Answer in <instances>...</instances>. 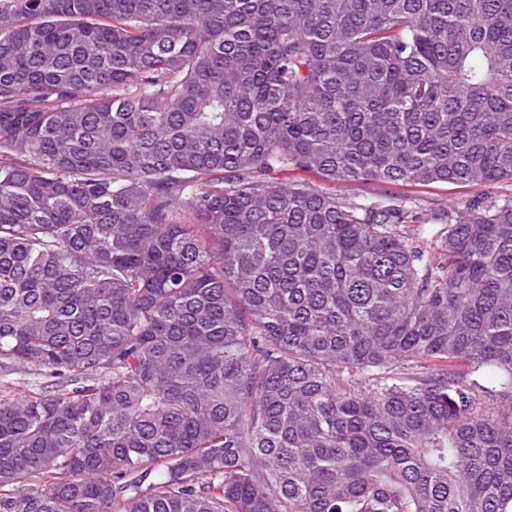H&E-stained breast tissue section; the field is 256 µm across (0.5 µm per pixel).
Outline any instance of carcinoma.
<instances>
[{
	"mask_svg": "<svg viewBox=\"0 0 512 512\" xmlns=\"http://www.w3.org/2000/svg\"><path fill=\"white\" fill-rule=\"evenodd\" d=\"M290 171L512 180V0H0V512H512V199ZM379 197H406L417 204V216L447 212L457 205L481 200L486 197L487 187L484 185L457 186L450 184H434L427 187H406L399 185H375ZM60 379L47 378L19 365L0 369V398L16 399L27 394L60 389ZM58 387V388H57Z\"/></svg>",
	"mask_w": 512,
	"mask_h": 512,
	"instance_id": "carcinoma-1",
	"label": "carcinoma"
}]
</instances>
